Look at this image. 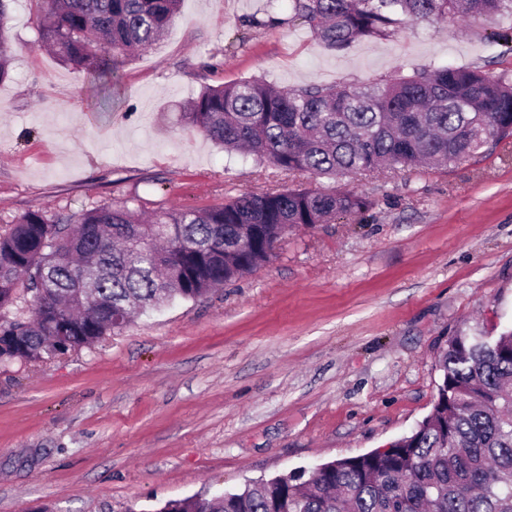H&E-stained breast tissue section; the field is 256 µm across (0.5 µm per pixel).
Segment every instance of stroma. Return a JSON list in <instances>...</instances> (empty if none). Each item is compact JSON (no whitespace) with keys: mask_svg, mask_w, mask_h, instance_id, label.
I'll use <instances>...</instances> for the list:
<instances>
[{"mask_svg":"<svg viewBox=\"0 0 512 512\" xmlns=\"http://www.w3.org/2000/svg\"><path fill=\"white\" fill-rule=\"evenodd\" d=\"M511 26L422 21L333 51L287 0H182L99 109L89 75L39 48L34 0H12L0 232L38 206L133 198L154 214L279 187L350 191L370 207L289 235L206 298L50 361L0 365V512H152L410 434L448 337L512 328V137L445 169L333 180L225 152L178 116L204 87L251 77L299 88L448 65L511 74L497 37Z\"/></svg>","mask_w":512,"mask_h":512,"instance_id":"1","label":"stroma"}]
</instances>
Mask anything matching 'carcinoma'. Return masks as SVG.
<instances>
[{"instance_id":"obj_1","label":"carcinoma","mask_w":512,"mask_h":512,"mask_svg":"<svg viewBox=\"0 0 512 512\" xmlns=\"http://www.w3.org/2000/svg\"><path fill=\"white\" fill-rule=\"evenodd\" d=\"M181 0H38L40 39L107 90L151 48ZM327 47L448 16L470 24L512 0H289ZM0 0V81L13 57ZM181 121L283 172L336 179L386 166H454L512 135V77L451 66L365 86L283 89L262 78L204 88ZM350 192L276 188L144 218L128 203L22 214L0 235V364L49 360L128 327L168 297L198 300L272 256L301 227L359 215ZM31 295L33 318L19 295ZM429 414L397 447L297 470L153 512H512V329L458 331L437 361Z\"/></svg>"}]
</instances>
